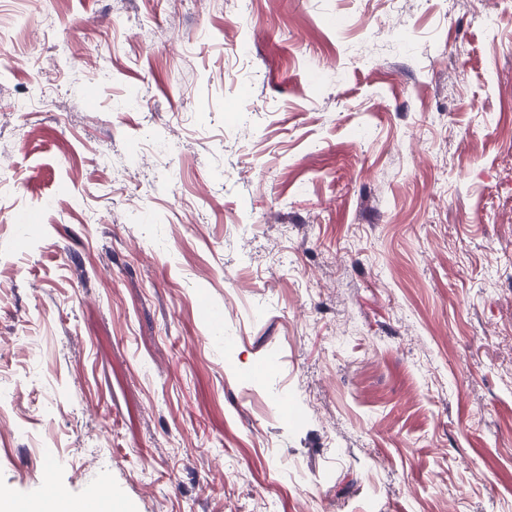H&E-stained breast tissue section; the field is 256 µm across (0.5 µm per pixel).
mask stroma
I'll return each instance as SVG.
<instances>
[{"label":"stroma","mask_w":512,"mask_h":512,"mask_svg":"<svg viewBox=\"0 0 512 512\" xmlns=\"http://www.w3.org/2000/svg\"><path fill=\"white\" fill-rule=\"evenodd\" d=\"M0 28L1 494L512 512V0Z\"/></svg>","instance_id":"1"}]
</instances>
